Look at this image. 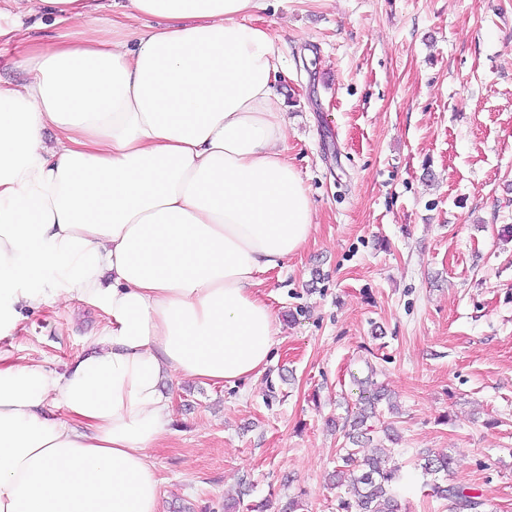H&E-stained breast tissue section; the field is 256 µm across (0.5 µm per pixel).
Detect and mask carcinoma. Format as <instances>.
I'll return each instance as SVG.
<instances>
[{"label":"carcinoma","instance_id":"1","mask_svg":"<svg viewBox=\"0 0 512 512\" xmlns=\"http://www.w3.org/2000/svg\"><path fill=\"white\" fill-rule=\"evenodd\" d=\"M354 382L359 395L343 424L352 447L339 455L336 470L332 473L336 486L348 488V496L338 503L339 512H401V504L394 494V486L399 480L398 467L390 464L389 457L382 451L361 455L357 449L368 438L367 421L379 417L384 404L388 409H394L391 396L371 374L356 377ZM453 464L454 459L449 454H428L423 458L421 469L432 476L431 494L448 501L452 512H472L481 502L467 493L466 488L445 480Z\"/></svg>","mask_w":512,"mask_h":512}]
</instances>
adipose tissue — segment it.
<instances>
[{
	"label": "adipose tissue",
	"mask_w": 512,
	"mask_h": 512,
	"mask_svg": "<svg viewBox=\"0 0 512 512\" xmlns=\"http://www.w3.org/2000/svg\"><path fill=\"white\" fill-rule=\"evenodd\" d=\"M268 0H0L75 21L27 39L0 83V512H160L151 451L164 380L233 384L271 361L279 320L262 274L311 237L288 157ZM153 27L124 34L127 20ZM65 274L47 288V272ZM93 299L105 315L64 370L3 348L24 310Z\"/></svg>",
	"instance_id": "adipose-tissue-1"
}]
</instances>
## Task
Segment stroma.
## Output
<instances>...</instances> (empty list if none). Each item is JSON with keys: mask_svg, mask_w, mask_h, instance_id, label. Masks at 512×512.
Segmentation results:
<instances>
[{"mask_svg": "<svg viewBox=\"0 0 512 512\" xmlns=\"http://www.w3.org/2000/svg\"><path fill=\"white\" fill-rule=\"evenodd\" d=\"M264 19L317 224L263 276V374L164 382L161 512H337L345 439L325 421L370 373L398 400L380 420L406 512H450L429 453L479 512H512V0H270ZM104 323L88 299L29 311L12 352L60 370ZM423 461L420 467L424 475L433 476L432 484L429 485L430 494L447 500L453 512H469L477 509L482 504L476 500V496L467 493L466 488L457 484H448V478L446 477L454 464V459L451 454H427L423 458ZM440 475L442 476V481H439Z\"/></svg>", "mask_w": 512, "mask_h": 512, "instance_id": "obj_1", "label": "stroma"}]
</instances>
